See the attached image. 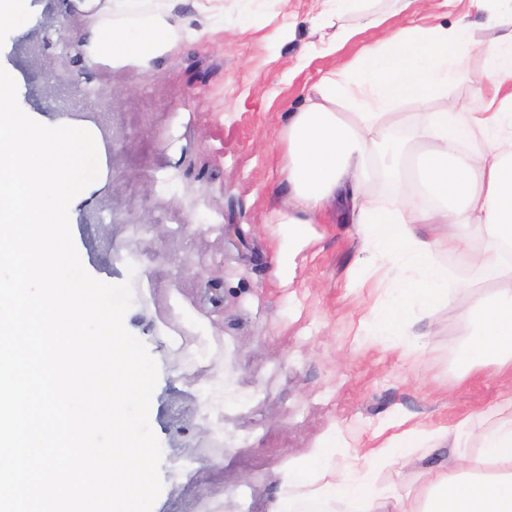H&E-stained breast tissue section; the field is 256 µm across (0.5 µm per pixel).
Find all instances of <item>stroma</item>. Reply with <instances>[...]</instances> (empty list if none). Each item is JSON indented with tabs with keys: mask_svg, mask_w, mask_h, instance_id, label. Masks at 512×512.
<instances>
[{
	"mask_svg": "<svg viewBox=\"0 0 512 512\" xmlns=\"http://www.w3.org/2000/svg\"><path fill=\"white\" fill-rule=\"evenodd\" d=\"M330 0H110L104 18L135 28L157 12L188 22L190 35L149 66L108 68L85 60L77 36L84 0H28L24 26L0 25V67L18 103L47 126L88 127L101 145L99 175L70 212L84 269L130 282L127 330L155 359L159 376L149 424L162 448L163 489L152 512H271L284 465L340 439L344 464L368 448L392 415L446 427L498 399L493 367L462 376L488 282L460 256L444 254L451 302L428 311L433 341L421 349L371 342L362 320L395 287V270L358 267L363 241L350 224H308L297 248L272 215L284 112L340 61L384 31L454 22L468 0H433L417 12L369 0L380 27L360 30L336 52L328 45L350 16ZM239 228L228 236V225ZM288 262L287 279L274 273ZM222 279L212 302L206 282ZM380 469L375 483L409 491L422 506L428 466ZM224 497L211 498L214 487Z\"/></svg>",
	"mask_w": 512,
	"mask_h": 512,
	"instance_id": "obj_1",
	"label": "stroma"
}]
</instances>
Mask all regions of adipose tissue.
<instances>
[{
	"mask_svg": "<svg viewBox=\"0 0 512 512\" xmlns=\"http://www.w3.org/2000/svg\"><path fill=\"white\" fill-rule=\"evenodd\" d=\"M494 3L470 0L497 30L487 41L474 42L465 17L404 27L324 72L282 122L278 177L287 198L275 222L294 233L332 219L354 225L366 243L363 263L411 270L390 299L365 316L385 340H406L420 312L453 296L440 263L444 253L455 252L493 282L463 368L469 373L494 366L504 381L492 409L498 415L512 410V16L495 12ZM178 34L163 13L142 21L133 34L121 24L95 21L80 49L91 64L145 65L168 51ZM475 50L483 57L476 106L459 112L448 85ZM408 105L416 110L411 139L394 146L386 168H378L386 126ZM383 172L396 180L386 204L365 190ZM472 423L467 414L444 428L403 429L393 437V451L355 449L347 468L319 485L311 475L328 470L331 453L316 449L309 467L282 469L283 488L300 494L281 498L274 512H320L331 500L346 502L349 512H416L407 494L376 487L368 476L437 440L454 453L431 472L425 512H512V420L479 433ZM473 437L478 454L456 455Z\"/></svg>",
	"mask_w": 512,
	"mask_h": 512,
	"instance_id": "obj_1",
	"label": "adipose tissue"
}]
</instances>
